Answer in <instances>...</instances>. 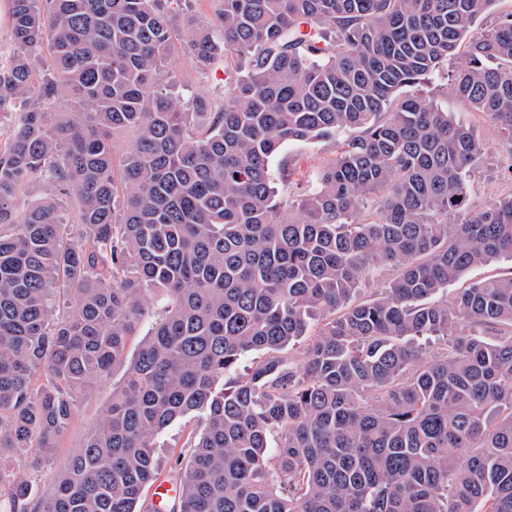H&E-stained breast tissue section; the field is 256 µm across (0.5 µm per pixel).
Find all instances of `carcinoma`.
Wrapping results in <instances>:
<instances>
[{
  "label": "carcinoma",
  "mask_w": 512,
  "mask_h": 512,
  "mask_svg": "<svg viewBox=\"0 0 512 512\" xmlns=\"http://www.w3.org/2000/svg\"><path fill=\"white\" fill-rule=\"evenodd\" d=\"M179 2L10 0L0 461L57 447L154 321L51 493L0 465L8 512H155L178 423L179 512H512V272L448 301L512 260V197L470 207L482 144L426 92L466 45L454 91L511 142L512 14L475 33L494 0H210L178 43ZM178 48L233 72L219 111L169 91ZM60 92L81 111H50ZM338 135L312 191L279 196L284 144ZM38 176L49 192L23 201ZM431 337L446 349L425 360ZM511 262L508 259L494 260L484 266L471 270L464 279L459 281L448 290V301H452L458 288H464L471 280L489 279L507 274L511 269ZM185 428L181 424L173 425L165 433H163L159 440L157 448V455L159 459V472L158 480L152 486L153 503L157 509L163 510L167 507L168 499L173 495V485H179L183 468L186 465L187 459L183 454L184 448H180L183 442V435L186 433ZM166 479V480H161ZM168 480V481H167ZM170 481V482H169ZM151 486L145 491V504L148 505L150 501Z\"/></svg>",
  "instance_id": "cac0c4a2"
}]
</instances>
